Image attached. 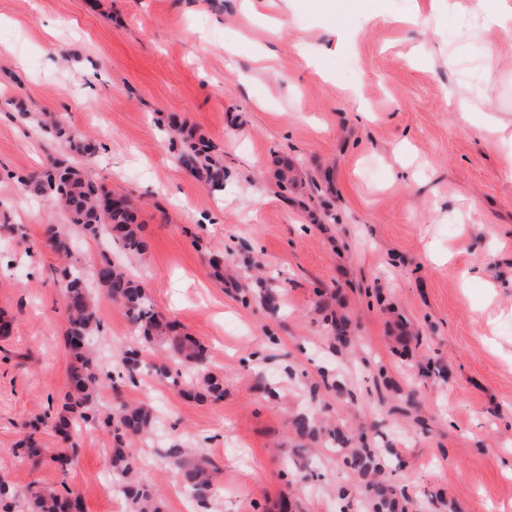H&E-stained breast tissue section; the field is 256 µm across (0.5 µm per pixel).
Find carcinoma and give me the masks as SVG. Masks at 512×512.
Returning <instances> with one entry per match:
<instances>
[{"label": "carcinoma", "instance_id": "1", "mask_svg": "<svg viewBox=\"0 0 512 512\" xmlns=\"http://www.w3.org/2000/svg\"><path fill=\"white\" fill-rule=\"evenodd\" d=\"M45 123L54 130L56 139L69 148L85 155L97 152L96 145L79 131L50 116L45 118ZM181 163L213 184L224 180V170L212 164L204 148H191L181 156ZM18 183L25 191L61 207L69 224L84 236L96 239L105 233L121 243L126 253L131 255H141L147 250L134 209L123 199L112 202V195L99 189L79 172L62 167L32 171L20 176ZM45 240L57 253L70 257L71 239L61 225H45ZM56 274L63 288L66 346L73 359L68 390L52 418L61 446L46 448L38 445L35 438L38 426L33 424L31 431L15 448V453L27 458L35 468L48 459L60 473L66 474L76 453L72 442L76 426H102L112 436V476L119 481L128 508L131 512H162L161 498L130 480L134 464L133 444L146 437L154 424L151 408L145 403L121 404L104 411L98 404L100 390L106 386L105 378L109 374L105 371V363L89 348V339L98 333L101 326L97 293L125 309L146 343L167 342L174 363L190 365L199 372L201 381L196 384L197 394L218 400L224 396L223 383L208 371V351L178 333L174 324L157 314L151 298L141 285L130 278L125 266L105 258L92 266L89 272L70 265L56 271ZM121 362L127 374L135 376L143 367L141 349L126 350ZM167 464L196 501L202 503L211 497L213 478L206 459L193 457L184 448H172ZM348 465L362 476L371 470H379L378 463L369 452H352ZM355 492L373 495L375 512H403L393 490L382 483L357 485ZM21 508L27 512H83V501L78 493L63 496L53 487L40 484H32L22 493L7 480L0 479V512H19Z\"/></svg>", "mask_w": 512, "mask_h": 512}]
</instances>
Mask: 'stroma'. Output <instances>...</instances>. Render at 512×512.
Instances as JSON below:
<instances>
[{"label": "stroma", "mask_w": 512, "mask_h": 512, "mask_svg": "<svg viewBox=\"0 0 512 512\" xmlns=\"http://www.w3.org/2000/svg\"><path fill=\"white\" fill-rule=\"evenodd\" d=\"M468 5L0 0V475L78 492L85 512L125 505L102 486L104 429L74 434L65 477L14 452L68 381L61 259L42 236L65 217L16 182L54 159L127 200L148 245L93 252L78 233L80 264L123 261L224 381L217 401L188 396L186 366L101 391L105 407H154L131 478L165 512H183L174 446L214 467L194 512H373L369 496L339 495L359 480L345 464L359 448L381 466L369 480L415 512H512V36ZM46 113L97 154L59 144ZM175 123L208 145L222 186L179 163ZM99 317L93 345L119 369L140 339L121 306L101 300ZM301 414L344 447L301 435Z\"/></svg>", "instance_id": "1"}]
</instances>
